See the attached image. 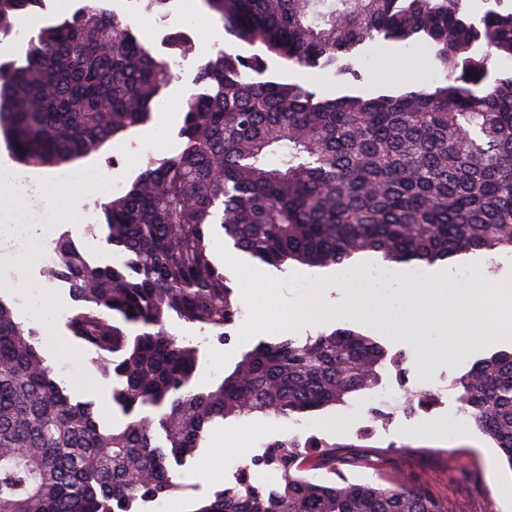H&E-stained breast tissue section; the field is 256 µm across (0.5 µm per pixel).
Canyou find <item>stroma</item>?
Here are the masks:
<instances>
[{
  "label": "stroma",
  "mask_w": 512,
  "mask_h": 512,
  "mask_svg": "<svg viewBox=\"0 0 512 512\" xmlns=\"http://www.w3.org/2000/svg\"><path fill=\"white\" fill-rule=\"evenodd\" d=\"M198 51L184 61L176 80L156 101L153 120L134 129L120 140L116 149L105 148L90 157L110 181L130 185L133 175L112 166L113 157L134 154L141 141L154 138L163 141L166 150L178 144L177 133L182 121L185 98L196 92L197 69L203 51L217 48L233 49L244 56L259 55L266 66L259 73L262 81L297 82L321 97H337L353 90L371 93L382 87L417 88L438 80L426 41L417 40L404 45L379 41L372 45L371 63H360V79L329 77L318 79L315 69L291 67L261 45H250L229 32H221L219 40H212L208 27H200ZM47 169L30 168L26 171L25 203L12 218L13 223L35 227L38 234L57 229L70 232L77 247H84L83 231H68L56 212L47 203L39 184L50 177ZM31 256L20 288L9 296L17 307L19 320L35 327L40 333L41 353L56 373L65 379L77 399L92 401L111 423L123 421L122 414L113 407L110 397L111 379L105 378L89 364L87 354L75 346L66 335L62 323L72 301L67 290L51 287L39 275L43 256L36 237L23 233L0 234V279L12 276L7 258ZM364 334L379 341L389 356L398 358L400 367L381 370L380 385L384 388H430L447 386V396L434 407L407 415L383 402H369L367 393L354 394L347 405L326 408L290 419L255 414L245 419L229 418L213 428L205 445L176 467L181 490L175 491L163 503L165 512H188L191 503L203 502L213 494L230 486L223 465L230 459H249L263 455L265 444L296 437L326 439L357 446L359 453L377 450L381 458L377 465L343 464L337 466V477L349 481H375L389 477L410 487L427 483L432 491L448 502L450 512H512V469L508 468L497 449L473 425H465L461 434L443 442L420 437V430L448 425L460 419L462 412L459 392L453 381L465 373L476 361L500 351H511L512 341H498L478 352L456 357L441 350L436 342L391 336L371 322L359 323ZM238 327H230L227 340L210 336L201 343V363L195 381L206 389L231 372L243 353L253 349L257 341L239 342ZM235 434V447L224 445L225 436Z\"/></svg>",
  "instance_id": "obj_1"
}]
</instances>
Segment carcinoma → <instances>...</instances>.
<instances>
[{"label":"carcinoma","mask_w":512,"mask_h":512,"mask_svg":"<svg viewBox=\"0 0 512 512\" xmlns=\"http://www.w3.org/2000/svg\"><path fill=\"white\" fill-rule=\"evenodd\" d=\"M213 22L303 68L358 78L356 50L422 37L443 84L318 99L299 83H257L258 56L218 50L199 65L179 144L101 205L120 258L91 262L67 234L48 281H68L64 328L112 379L120 427L74 400L39 351V332L0 299V512H133L180 487L183 462L228 417H290L378 386L388 354L349 328L301 342L281 335L196 386L199 345L175 320L222 340L243 305L213 254L224 239L261 263L433 265L512 254V0L480 23L466 0H203ZM45 0H0V36ZM502 64L489 79L491 61ZM103 0L26 39L0 74V138L28 167H61L149 123L176 80ZM479 73V78L470 77ZM461 411L512 469V351L455 379ZM436 401L413 393L406 410ZM337 443L276 440L239 466L236 484L194 512H448L423 484L316 480Z\"/></svg>","instance_id":"cac0c4a2"}]
</instances>
